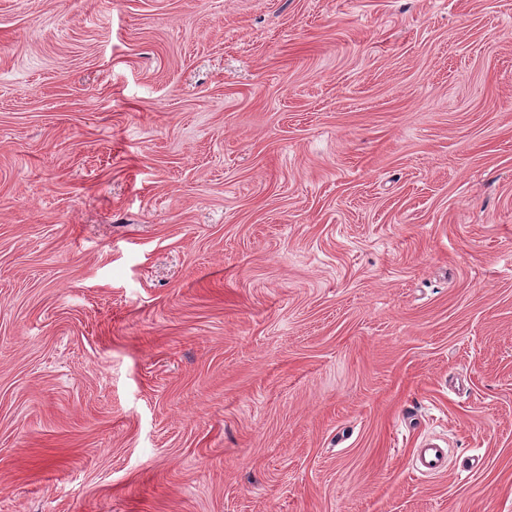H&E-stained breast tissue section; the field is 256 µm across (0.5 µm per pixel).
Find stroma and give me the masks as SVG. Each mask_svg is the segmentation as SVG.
Here are the masks:
<instances>
[{
  "mask_svg": "<svg viewBox=\"0 0 512 512\" xmlns=\"http://www.w3.org/2000/svg\"><path fill=\"white\" fill-rule=\"evenodd\" d=\"M0 512H512V0H0ZM422 446L423 448H417L415 469L421 474L441 473L447 467L446 448L433 441Z\"/></svg>",
  "mask_w": 512,
  "mask_h": 512,
  "instance_id": "35a3bbf8",
  "label": "stroma"
}]
</instances>
